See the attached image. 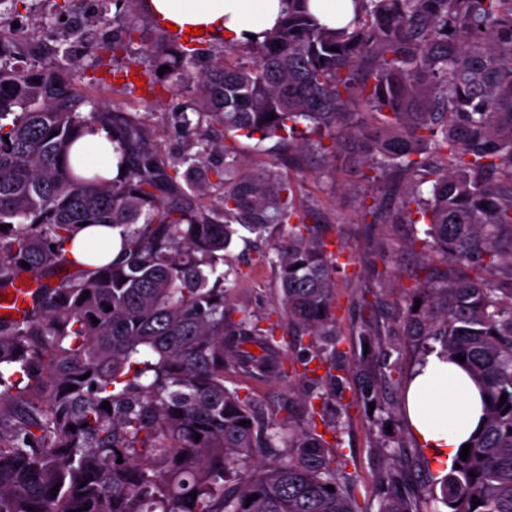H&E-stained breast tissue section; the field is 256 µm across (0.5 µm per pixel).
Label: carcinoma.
<instances>
[{
	"label": "carcinoma",
	"mask_w": 512,
	"mask_h": 512,
	"mask_svg": "<svg viewBox=\"0 0 512 512\" xmlns=\"http://www.w3.org/2000/svg\"><path fill=\"white\" fill-rule=\"evenodd\" d=\"M283 2L279 24L246 45L248 67L217 61L194 74L195 49L164 32L147 48L151 68L128 60L117 78L133 91L132 72L148 91L163 79L172 93L192 83L193 112L226 133L311 135L332 168L381 184L373 220L425 225L411 247L455 268L420 266L403 333L426 353L435 337L439 355L465 356L490 403L467 460L454 458L460 468L425 496L405 466L388 468L379 512H439L431 502L512 512V408L500 405L503 394L512 405V0H353L352 25L336 30L308 0ZM140 4L122 0L127 23L110 41L97 38L100 16L70 36L91 56L126 55ZM18 44L0 35V290L28 279L37 292L22 319L0 317V512H357L311 424L315 407L305 427L262 422L224 386L231 366L295 375L319 389L322 407L336 401L342 376L316 342L336 345L339 255L319 213L297 208L277 163L248 169L225 142L224 165L212 169L222 196L203 203L201 156L162 155L144 117L80 93L57 60L67 51L19 66ZM95 125L112 128L121 180L69 163ZM84 222L119 229L111 263L68 256ZM240 228L271 242L259 262L276 271L274 321L226 287L244 276L224 256ZM280 328L311 337L299 369ZM285 436L293 452L266 461L263 449Z\"/></svg>",
	"instance_id": "cac0c4a2"
}]
</instances>
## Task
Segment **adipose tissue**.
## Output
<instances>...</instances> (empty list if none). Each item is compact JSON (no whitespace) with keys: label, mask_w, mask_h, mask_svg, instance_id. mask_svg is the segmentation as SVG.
Wrapping results in <instances>:
<instances>
[{"label":"adipose tissue","mask_w":512,"mask_h":512,"mask_svg":"<svg viewBox=\"0 0 512 512\" xmlns=\"http://www.w3.org/2000/svg\"><path fill=\"white\" fill-rule=\"evenodd\" d=\"M144 8L162 23L174 25L176 38L200 27L206 37L244 44L249 36L263 37L275 26L283 4L282 0H146ZM78 150L87 169L110 180L120 178L109 128L94 126L79 139ZM112 236L108 224L84 228L69 242L70 254L89 265L109 263L114 256ZM405 406L414 435L445 462L469 441L483 415V397L473 380L457 364L436 354L414 368Z\"/></svg>","instance_id":"ef3b65f1"}]
</instances>
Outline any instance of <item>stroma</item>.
<instances>
[{"label": "stroma", "mask_w": 512, "mask_h": 512, "mask_svg": "<svg viewBox=\"0 0 512 512\" xmlns=\"http://www.w3.org/2000/svg\"><path fill=\"white\" fill-rule=\"evenodd\" d=\"M55 9V0H25L18 14L0 15V33L11 36L14 23H21L22 50L31 62L42 59L43 49L67 43L71 56L80 61L72 68L71 76L84 95L100 102L119 100L127 103L130 112L145 114L151 141L166 156L200 154L208 166H223V153L212 147L213 142L224 138L221 126L204 117L195 135L186 137L181 133L180 113L192 108V89H182L175 96L165 92L147 104L139 102L136 94L122 90L113 79L112 71L118 63L111 55L91 61L76 43L69 41L67 22L54 20L53 29H46L45 22L54 19ZM236 145L241 160L249 167L260 168L278 161L292 183L297 205L304 210H317L326 223L335 227V239L343 249L336 274L340 299L336 360L350 368L341 386L349 408L316 417L315 423L336 458L341 480L354 496L359 512H379L381 476L386 467L380 446L395 436L407 446L415 444L396 382L413 371L420 353L406 337L388 334L379 336L371 351H363L357 331L365 322L387 324L406 313V289L423 261L419 252L407 246L412 229L406 224H374L363 219V208L371 206L379 196L376 183L342 171L323 172L321 159L315 157L302 167H291L287 147L273 139L259 143L240 137ZM267 247L266 241L244 230L231 249V256L247 274L233 294L237 303L257 309L275 305L274 272L257 261L259 252ZM384 366L391 368V378L381 375ZM224 384L250 398L262 415L274 414L290 419L293 426H305L308 390L297 379L249 378L228 366L224 369ZM369 386L391 406V413L369 410L363 397Z\"/></svg>", "instance_id": "1"}]
</instances>
